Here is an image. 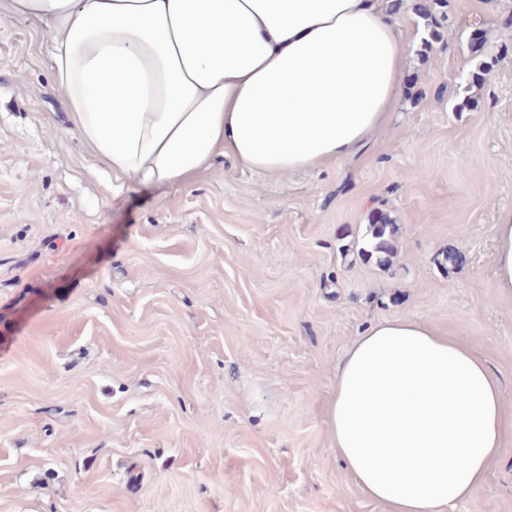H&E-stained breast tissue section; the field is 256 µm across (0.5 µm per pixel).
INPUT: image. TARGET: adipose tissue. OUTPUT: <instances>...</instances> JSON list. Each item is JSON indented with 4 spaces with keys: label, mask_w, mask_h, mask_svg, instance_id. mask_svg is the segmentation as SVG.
Returning a JSON list of instances; mask_svg holds the SVG:
<instances>
[{
    "label": "adipose tissue",
    "mask_w": 512,
    "mask_h": 512,
    "mask_svg": "<svg viewBox=\"0 0 512 512\" xmlns=\"http://www.w3.org/2000/svg\"><path fill=\"white\" fill-rule=\"evenodd\" d=\"M40 23L72 128L112 175L192 186L219 156L272 176L352 156L395 111L393 0H5ZM495 277L512 293V212ZM500 384L429 320L371 326L325 410L351 483L384 512H458L503 444Z\"/></svg>",
    "instance_id": "adipose-tissue-1"
}]
</instances>
